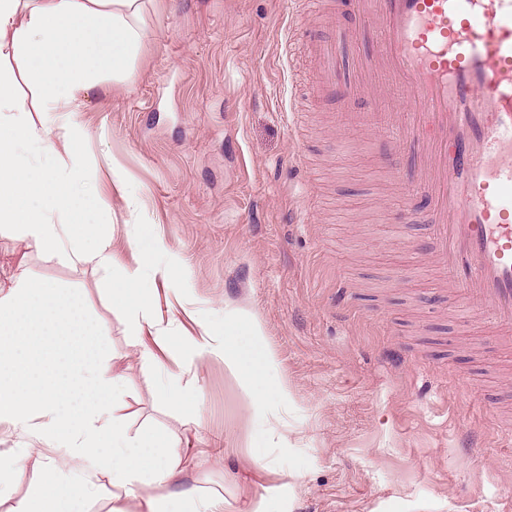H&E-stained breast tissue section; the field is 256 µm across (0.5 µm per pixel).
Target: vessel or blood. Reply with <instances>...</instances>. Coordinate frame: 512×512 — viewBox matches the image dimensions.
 <instances>
[{"label":"vessel or blood","instance_id":"1","mask_svg":"<svg viewBox=\"0 0 512 512\" xmlns=\"http://www.w3.org/2000/svg\"><path fill=\"white\" fill-rule=\"evenodd\" d=\"M358 24L312 42L314 94L349 107L387 75L408 88L382 154L434 203L440 264L512 348V0H356ZM371 33L377 52L358 49Z\"/></svg>","mask_w":512,"mask_h":512}]
</instances>
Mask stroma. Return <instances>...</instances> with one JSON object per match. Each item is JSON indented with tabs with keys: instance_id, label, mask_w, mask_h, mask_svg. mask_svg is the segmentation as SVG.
I'll return each mask as SVG.
<instances>
[{
	"instance_id": "1",
	"label": "stroma",
	"mask_w": 512,
	"mask_h": 512,
	"mask_svg": "<svg viewBox=\"0 0 512 512\" xmlns=\"http://www.w3.org/2000/svg\"><path fill=\"white\" fill-rule=\"evenodd\" d=\"M144 19L133 79L104 73L71 116L112 269L47 257L0 224V287L25 273L108 321L97 352L117 359L129 437L179 438L184 477L231 512H512L499 430L512 423V352L478 306L455 301L431 201L405 205L378 151L384 113L409 109L411 93L387 82L365 94V128L316 103L305 47L331 24L304 0H148ZM170 259V278H153ZM136 266L169 322L156 365L106 294ZM228 315L262 330L234 345L247 375L212 359L184 372L180 343L223 335ZM271 378L287 396L254 415L243 384ZM186 383L196 425L159 399Z\"/></svg>"
}]
</instances>
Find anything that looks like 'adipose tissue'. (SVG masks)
Masks as SVG:
<instances>
[{
	"mask_svg": "<svg viewBox=\"0 0 512 512\" xmlns=\"http://www.w3.org/2000/svg\"><path fill=\"white\" fill-rule=\"evenodd\" d=\"M144 5L145 0H0V224L20 226L41 252L63 254L75 266L108 270L113 263L111 240L94 233L76 197L84 179V134L66 126L64 154L52 167L27 166L25 153L50 142L56 113L75 111L104 70L119 80L132 78L145 37ZM22 79L39 89V108L19 94ZM52 212L65 214V223H52ZM112 305L152 334V343L138 335L133 345L141 358L154 359L163 318L140 269L123 271ZM61 322L85 339V347L34 353V337L53 335ZM243 332L256 336L260 329L233 321L223 337L193 338L178 353L182 366L211 358L239 373L233 346ZM108 333L107 323L88 320L78 295L30 276H20L0 294V423L40 442L0 459L7 478L0 483V512H61L62 493L83 495L89 480L101 476L111 488L109 512H167L175 500L188 502L191 512H225L224 499L184 485L173 439L150 444L128 437L114 394L118 377L109 359L87 348ZM21 482L32 485L33 493L16 502L11 487Z\"/></svg>",
	"mask_w": 512,
	"mask_h": 512,
	"instance_id": "ef3b65f1",
	"label": "adipose tissue"
}]
</instances>
